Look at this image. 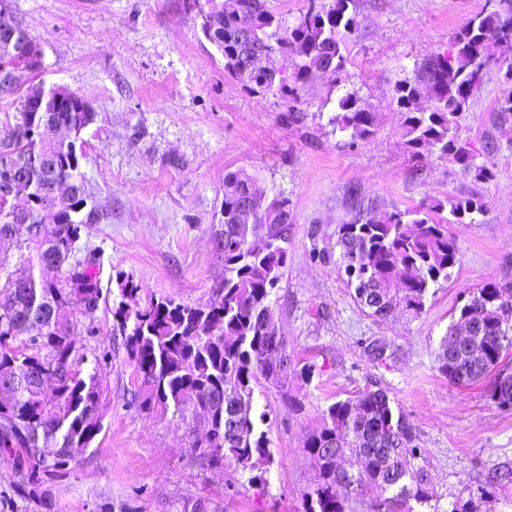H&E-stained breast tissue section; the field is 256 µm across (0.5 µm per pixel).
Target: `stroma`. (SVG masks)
<instances>
[{"label": "stroma", "mask_w": 512, "mask_h": 512, "mask_svg": "<svg viewBox=\"0 0 512 512\" xmlns=\"http://www.w3.org/2000/svg\"><path fill=\"white\" fill-rule=\"evenodd\" d=\"M494 0H359V26L347 41L346 67L298 86L289 108L230 77L203 35L193 0H7L8 10L43 51V69L25 87L79 93L97 114L83 134L81 169L102 213L77 244L95 253L103 298L96 336L83 352L112 357L97 373L107 389L103 430L75 461L43 485L53 512H305L316 476L305 450L332 403L383 390L414 428L439 494L435 507L472 502L476 512H512V408L487 398L492 378L467 387L439 369L441 338L477 288L512 278V118L498 112L512 84L496 65L483 72L458 135L491 180L406 148L396 84L444 52L453 34ZM355 94L376 113L365 139L339 130L338 101ZM244 171L285 196L288 259L271 297L293 362L314 369L290 381L287 395L265 380L254 386L271 462L263 481L228 461L201 464L191 421L140 408L138 387L112 304L116 274L142 287L138 304L171 298L207 304L224 281L219 242L224 175ZM388 210L482 194L485 214L452 224L456 264L432 287L420 314L378 320L355 302L336 265L346 193ZM389 346L384 361L368 344Z\"/></svg>", "instance_id": "stroma-1"}]
</instances>
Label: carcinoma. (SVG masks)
Returning a JSON list of instances; mask_svg holds the SVG:
<instances>
[{"mask_svg": "<svg viewBox=\"0 0 512 512\" xmlns=\"http://www.w3.org/2000/svg\"><path fill=\"white\" fill-rule=\"evenodd\" d=\"M200 6L202 31L227 59L225 70L245 78L258 92L288 91L277 57H295L292 77L304 83L316 73L344 70L346 40L358 25V0H329L282 27L271 0H231L224 8ZM496 8L470 18L455 33L451 51L426 59L414 78L395 87L394 100L406 112L407 146L415 156L449 159L483 178L492 176L459 143L458 118L467 110L483 70L492 61L490 46L512 43V0H495ZM341 130L367 138L374 133L375 113L352 94L338 103ZM85 121L82 112H18L0 137L28 153L37 152L42 168L28 166L22 155L0 154V177L24 168L34 191L27 198L26 224H12L10 209L0 201V237L13 241L12 255L0 256V461L11 463L18 495L27 499L42 475L82 454L102 431L104 389L96 373L84 368L86 353L76 347L74 330L93 337L91 315L102 298L98 258L82 266L77 287L61 285L63 257L86 228L83 210L91 193L81 173L79 151L51 136L40 135L51 124ZM251 203L253 224L267 225L269 251L260 256L244 248L249 228L237 220L241 203ZM450 217L438 218L443 203L404 211L376 210L354 191L348 192V221L338 225L336 263L344 272L357 269L364 281L347 278L357 304L385 318L397 310L419 314L432 286L449 277L456 262V242L447 225L474 220L487 212L484 197L448 200ZM288 198L268 196L254 176L243 171L224 176V302L195 307L172 299L149 300L132 307L141 288L116 273L118 293L112 317L125 336L141 377L136 393L140 407L159 409L185 420L203 419L201 409L224 413V432L199 439L193 447L210 466L229 459L254 471L270 462L266 434L257 429L265 414H256L258 378L282 389L288 400V371L279 368L274 351L286 352V341L263 327L271 296L287 262ZM215 322L217 335L198 342L199 329ZM512 281H491L477 289L440 343L439 368L456 383L477 382L495 373L490 398L512 407ZM306 451L325 460L310 497L309 512H344L351 497L371 493L386 507L415 512L411 503L429 506L436 499L423 450L413 427L386 392L367 391L327 407L323 427L312 434ZM364 462L362 470L337 468L340 459Z\"/></svg>", "mask_w": 512, "mask_h": 512, "instance_id": "1", "label": "carcinoma"}]
</instances>
